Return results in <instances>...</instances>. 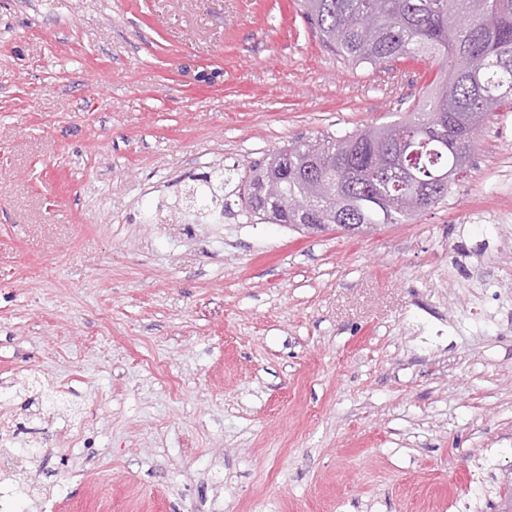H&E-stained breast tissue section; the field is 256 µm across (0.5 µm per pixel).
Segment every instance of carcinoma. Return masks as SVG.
I'll use <instances>...</instances> for the list:
<instances>
[{
    "label": "carcinoma",
    "mask_w": 512,
    "mask_h": 512,
    "mask_svg": "<svg viewBox=\"0 0 512 512\" xmlns=\"http://www.w3.org/2000/svg\"><path fill=\"white\" fill-rule=\"evenodd\" d=\"M303 7L322 44L349 61L377 64L427 54L438 59L443 76L396 121L291 144L282 161L252 170L253 187L276 179L282 196L303 200L318 215L277 212L256 196L242 199L245 217L295 229H367L399 224L447 201L481 126L512 110V0H303ZM366 13L375 14L376 24L364 34L359 19ZM401 142L409 179L388 165ZM190 193L197 212L216 197L209 177Z\"/></svg>",
    "instance_id": "1"
}]
</instances>
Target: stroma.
Masks as SVG:
<instances>
[{"mask_svg":"<svg viewBox=\"0 0 512 512\" xmlns=\"http://www.w3.org/2000/svg\"><path fill=\"white\" fill-rule=\"evenodd\" d=\"M439 72L347 61L299 0H0V409L42 429L0 447L15 512H501L512 112L400 224L180 205ZM204 181V184L194 186L192 190L190 189L189 192L191 193V202L192 207L194 211H206L209 209V202L214 203V199L218 201L217 195L213 192L214 191V183H212L211 176H207L205 179H202Z\"/></svg>","mask_w":512,"mask_h":512,"instance_id":"35a3bbf8","label":"stroma"}]
</instances>
